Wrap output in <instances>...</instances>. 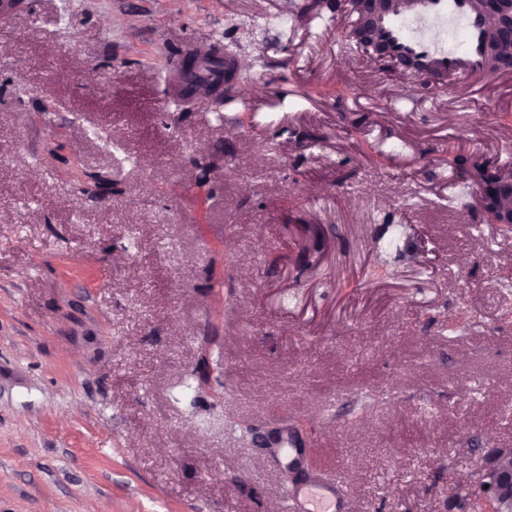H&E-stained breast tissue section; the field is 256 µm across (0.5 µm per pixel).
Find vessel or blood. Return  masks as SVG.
Returning <instances> with one entry per match:
<instances>
[{"mask_svg": "<svg viewBox=\"0 0 512 512\" xmlns=\"http://www.w3.org/2000/svg\"><path fill=\"white\" fill-rule=\"evenodd\" d=\"M370 21L375 40L385 46L405 89H412L420 77L435 82L459 77L477 89L494 74L489 59L492 18L479 7L478 0H381ZM181 53L199 60L201 66L186 72L167 65L163 80L168 100L187 98L205 104L214 90V75L206 63L218 58L224 61V91L232 93L239 61L223 56L221 44L190 41ZM274 444L285 466L302 465L304 451L297 448L289 432H281ZM344 496L340 482L315 474L304 484L286 486L282 499L286 512H337Z\"/></svg>", "mask_w": 512, "mask_h": 512, "instance_id": "1", "label": "vessel or blood"}]
</instances>
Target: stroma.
<instances>
[{
  "label": "stroma",
  "instance_id": "35a3bbf8",
  "mask_svg": "<svg viewBox=\"0 0 512 512\" xmlns=\"http://www.w3.org/2000/svg\"><path fill=\"white\" fill-rule=\"evenodd\" d=\"M305 2L0 20V512H281L284 420L352 512H460L512 448V235L446 164H512V70L408 95ZM207 39L233 101L167 105ZM195 58L197 61H210L224 57V94L230 97L234 80L239 73V61L235 56H224L222 45L214 41H190L181 49L182 59Z\"/></svg>",
  "mask_w": 512,
  "mask_h": 512
}]
</instances>
